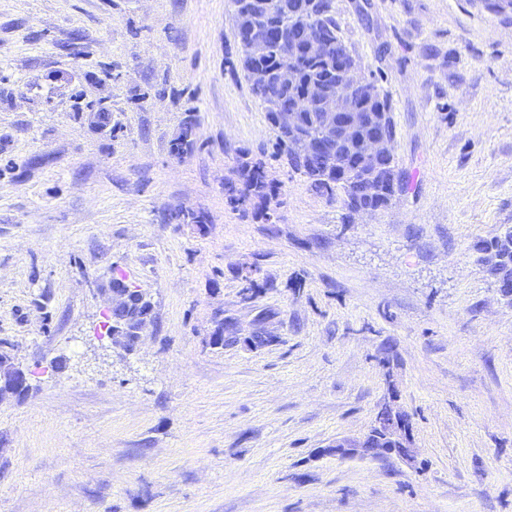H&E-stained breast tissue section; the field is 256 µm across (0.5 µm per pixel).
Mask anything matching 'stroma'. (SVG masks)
<instances>
[{
	"instance_id": "1",
	"label": "stroma",
	"mask_w": 512,
	"mask_h": 512,
	"mask_svg": "<svg viewBox=\"0 0 512 512\" xmlns=\"http://www.w3.org/2000/svg\"><path fill=\"white\" fill-rule=\"evenodd\" d=\"M334 3L408 184L372 216L272 160L231 0H0V354L30 374L0 512H512V302L478 251L512 226V14ZM238 148L274 223L226 201ZM115 277L153 303L131 352ZM386 404L413 463L328 454Z\"/></svg>"
}]
</instances>
